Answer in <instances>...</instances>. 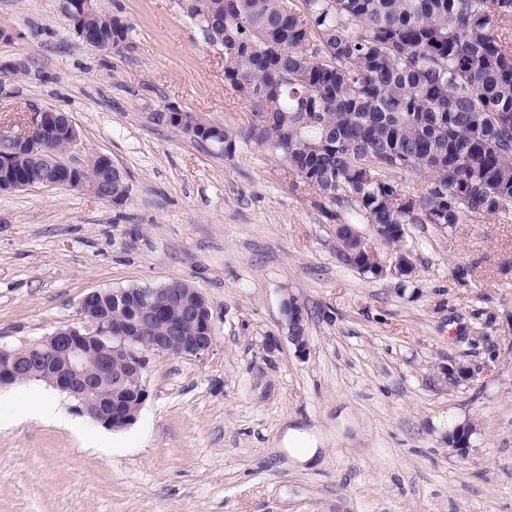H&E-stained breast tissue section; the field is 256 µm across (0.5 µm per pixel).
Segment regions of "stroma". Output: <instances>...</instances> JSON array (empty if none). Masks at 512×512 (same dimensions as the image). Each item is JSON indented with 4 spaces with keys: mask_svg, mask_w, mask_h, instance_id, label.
Instances as JSON below:
<instances>
[{
    "mask_svg": "<svg viewBox=\"0 0 512 512\" xmlns=\"http://www.w3.org/2000/svg\"><path fill=\"white\" fill-rule=\"evenodd\" d=\"M64 0H0V122L37 103L69 112L73 160L108 155L128 176L120 206L86 192L0 193V345L77 320L93 289L193 282L214 342L151 356L136 423L31 416L52 389L0 390V512H512V217L408 227L412 285L344 267L341 213L278 156L233 157L152 124L172 106L237 132L249 106L224 52L177 0H103L127 48L91 50ZM305 311L307 346L282 304ZM464 363L470 381L437 380ZM476 427L466 454L448 445ZM291 426L322 435L313 464L283 449ZM283 313L286 317L288 340L299 349L306 346L305 316L300 305L293 298L285 299L283 302Z\"/></svg>",
    "mask_w": 512,
    "mask_h": 512,
    "instance_id": "1",
    "label": "stroma"
}]
</instances>
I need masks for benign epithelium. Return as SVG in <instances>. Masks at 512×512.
I'll use <instances>...</instances> for the list:
<instances>
[{
	"instance_id": "obj_1",
	"label": "benign epithelium",
	"mask_w": 512,
	"mask_h": 512,
	"mask_svg": "<svg viewBox=\"0 0 512 512\" xmlns=\"http://www.w3.org/2000/svg\"><path fill=\"white\" fill-rule=\"evenodd\" d=\"M101 0H72L68 13L74 32L92 50L121 49L102 39L96 26ZM31 116L16 130L0 127V192L34 185L72 190L82 188V174L89 164L97 167L94 196L112 201V175L120 174L107 155L98 154L73 163L52 154L47 144L58 136L70 146L80 133L70 114L57 107L30 108ZM24 161L39 173L37 182L17 169ZM413 263L404 251L389 253L377 261L374 275L403 280L413 274ZM112 299V315L103 314L100 300ZM288 340L300 349L306 346L305 316L297 302L283 301ZM78 323L59 328L47 336L27 341L17 348L0 349V389L37 377L66 394L80 416L112 430L133 425L148 398L143 380L151 355L197 357L210 350L214 336L211 308L199 288L145 286L141 288L95 289L79 301ZM149 321L162 323V330L145 336ZM473 378L469 366L458 363L441 369L440 381L457 384ZM474 427L470 423L454 431L452 450L464 453L470 446Z\"/></svg>"
}]
</instances>
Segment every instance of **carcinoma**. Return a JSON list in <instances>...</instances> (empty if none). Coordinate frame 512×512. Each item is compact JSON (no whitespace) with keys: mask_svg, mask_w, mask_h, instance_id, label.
I'll list each match as a JSON object with an SVG mask.
<instances>
[{"mask_svg":"<svg viewBox=\"0 0 512 512\" xmlns=\"http://www.w3.org/2000/svg\"><path fill=\"white\" fill-rule=\"evenodd\" d=\"M224 51V82L264 121L194 142L228 158L276 154L343 223L410 224L512 214V0H198ZM112 42L126 22L100 19ZM425 175L419 191L404 176ZM130 196L112 180V203ZM336 258L371 273L373 249L345 226Z\"/></svg>","mask_w":512,"mask_h":512,"instance_id":"1","label":"carcinoma"}]
</instances>
